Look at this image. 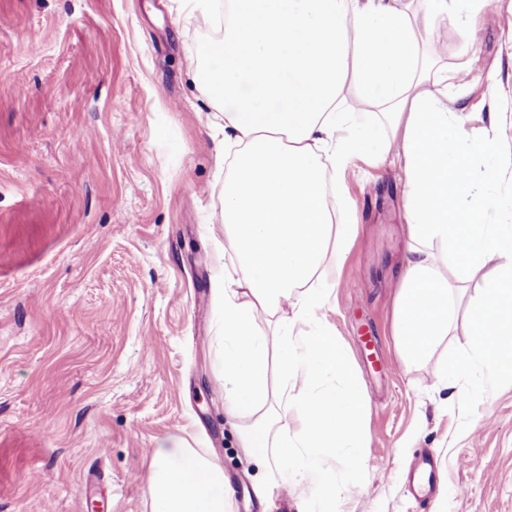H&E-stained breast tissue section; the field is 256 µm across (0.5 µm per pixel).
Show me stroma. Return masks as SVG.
<instances>
[{
    "label": "stroma",
    "mask_w": 512,
    "mask_h": 512,
    "mask_svg": "<svg viewBox=\"0 0 512 512\" xmlns=\"http://www.w3.org/2000/svg\"><path fill=\"white\" fill-rule=\"evenodd\" d=\"M184 25L179 0H0V512H153L152 450L172 439L223 469L231 512H320L314 491L273 496L281 463L259 467L224 413V114L187 69L221 30ZM471 30L428 34L469 76L449 109L475 137L499 113L512 142V0ZM340 179L359 231L323 313L367 438L358 471L331 467L336 512H512V387L430 386L469 341L467 296L430 361L399 351L402 164ZM424 449L445 484L423 504L405 474Z\"/></svg>",
    "instance_id": "obj_1"
}]
</instances>
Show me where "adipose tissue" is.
I'll return each mask as SVG.
<instances>
[{
  "label": "adipose tissue",
  "instance_id": "adipose-tissue-1",
  "mask_svg": "<svg viewBox=\"0 0 512 512\" xmlns=\"http://www.w3.org/2000/svg\"><path fill=\"white\" fill-rule=\"evenodd\" d=\"M225 0L224 33L203 48L196 79L224 110L236 145L224 182L226 275L214 358L224 412L242 421L240 446L255 460L306 456L295 486L315 488L334 512V459L357 469L366 395L322 311L332 285L325 251L343 260L358 232L333 225L326 168L397 156L405 173L409 242L395 334L406 361L429 358L447 336L454 293H469L470 340L458 359L494 384L512 385V144L496 125L471 136L449 101L468 90L425 40L440 20L470 44V22L491 0ZM359 110L344 107L345 85ZM464 251L452 277L432 244ZM277 312L280 394L268 404V342L257 309ZM153 512H229L223 470L191 448L153 451Z\"/></svg>",
  "mask_w": 512,
  "mask_h": 512
}]
</instances>
